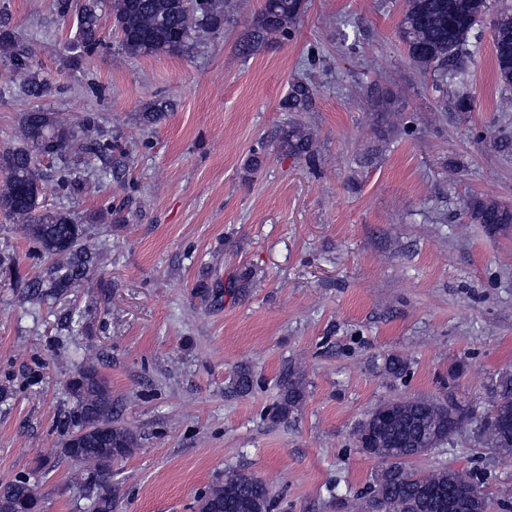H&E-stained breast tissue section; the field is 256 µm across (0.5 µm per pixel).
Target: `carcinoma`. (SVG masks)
Segmentation results:
<instances>
[{
	"label": "carcinoma",
	"instance_id": "cac0c4a2",
	"mask_svg": "<svg viewBox=\"0 0 512 512\" xmlns=\"http://www.w3.org/2000/svg\"><path fill=\"white\" fill-rule=\"evenodd\" d=\"M488 0H405L398 29L409 59L432 81L443 96L454 91L459 112H472L475 100L468 92L470 46L486 14ZM58 16L76 17L78 47L92 57L101 47V0H54ZM238 7V0H112L113 27L122 50L130 57L182 53L188 45L220 33ZM304 12V0H267L254 18L240 50L250 52L271 36L288 38L290 28ZM493 58L498 84L512 87V9L491 15ZM0 60L21 79L20 92L41 98L52 87L35 69L31 48L19 36L9 18L0 14ZM316 90L306 78L295 80L279 103L282 112H309ZM166 104L156 101L142 114V122L153 126L165 115ZM281 150L299 159L314 158L313 138L296 122L279 130ZM118 148L100 117L88 113L69 119L61 112L33 109L21 117L17 143L0 151V215L22 226L32 252L42 268L27 285L24 299L61 301L71 289L93 274L101 255L86 241L85 229L74 213L40 210L41 186L48 178L58 188H74L72 172L101 164H112ZM56 163L53 173L43 169L38 157ZM469 224L498 228L512 224V207L492 198H470L463 205ZM386 371L402 377L410 370L408 360L388 358ZM241 395L254 389L251 369L242 366L232 382ZM278 396L266 410L272 423L288 419L305 400L302 375L285 367L277 380ZM75 406L72 431L62 442L60 455L78 468L71 482L92 493L93 512H114L120 488L112 484V465L128 458L138 446L132 429L118 423V402L112 399L107 380L92 360L69 381ZM472 427L477 442L504 459L512 457V373L505 372L490 392L487 411L480 417L453 398L414 396L389 400L375 407L355 431L357 447L381 461L364 500L351 508L362 512H448V498L460 512H492L494 503L478 473L439 466L423 471L413 461L443 448ZM278 503L270 486L253 473L228 467L218 474L197 498V512H275ZM40 507L37 486L19 476L0 484V512H29Z\"/></svg>",
	"mask_w": 512,
	"mask_h": 512
}]
</instances>
